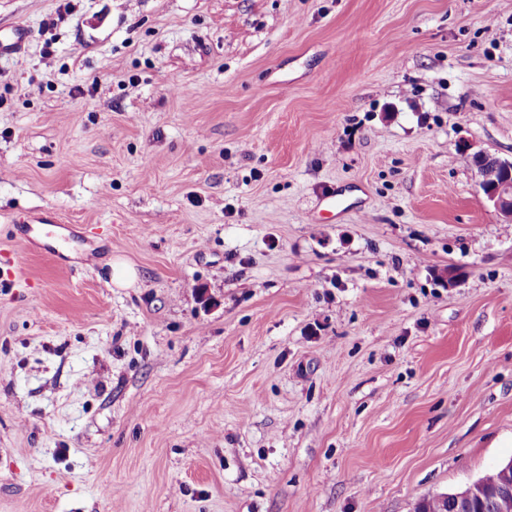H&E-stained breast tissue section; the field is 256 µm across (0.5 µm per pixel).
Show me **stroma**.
I'll list each match as a JSON object with an SVG mask.
<instances>
[{"instance_id": "35a3bbf8", "label": "stroma", "mask_w": 512, "mask_h": 512, "mask_svg": "<svg viewBox=\"0 0 512 512\" xmlns=\"http://www.w3.org/2000/svg\"><path fill=\"white\" fill-rule=\"evenodd\" d=\"M19 28L0 512H413L512 457L471 161H512V0H0Z\"/></svg>"}]
</instances>
